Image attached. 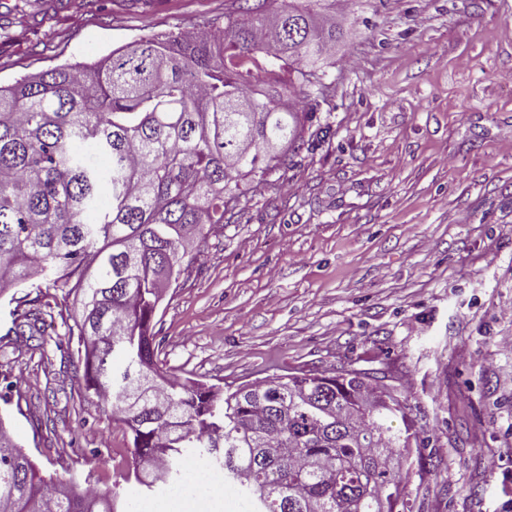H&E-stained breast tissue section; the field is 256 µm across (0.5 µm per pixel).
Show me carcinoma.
Wrapping results in <instances>:
<instances>
[{
  "label": "carcinoma",
  "instance_id": "1",
  "mask_svg": "<svg viewBox=\"0 0 512 512\" xmlns=\"http://www.w3.org/2000/svg\"><path fill=\"white\" fill-rule=\"evenodd\" d=\"M321 0H236L218 37H151L94 64L0 86V294L11 331L42 334L43 289L81 313L85 392L132 435L123 480L180 485L188 451L240 483L252 512H411L404 403L370 373L336 367L235 388L166 383L153 320L164 281L224 223L242 182L262 183L305 146L343 30ZM274 49L279 69L254 55ZM310 100L302 112L285 98ZM107 157L100 169L86 148ZM109 207H99L102 195ZM371 486L363 496L362 489ZM120 492L43 475L0 420V512H125Z\"/></svg>",
  "mask_w": 512,
  "mask_h": 512
}]
</instances>
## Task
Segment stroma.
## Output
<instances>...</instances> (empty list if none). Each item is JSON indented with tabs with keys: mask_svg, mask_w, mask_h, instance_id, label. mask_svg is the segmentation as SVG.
I'll use <instances>...</instances> for the list:
<instances>
[{
	"mask_svg": "<svg viewBox=\"0 0 512 512\" xmlns=\"http://www.w3.org/2000/svg\"><path fill=\"white\" fill-rule=\"evenodd\" d=\"M233 0H0V85L223 19ZM310 146L244 186L154 319L171 378L384 370L427 431L413 512H512V0H354ZM0 299V417L47 473L122 476L132 437L77 340Z\"/></svg>",
	"mask_w": 512,
	"mask_h": 512,
	"instance_id": "35a3bbf8",
	"label": "stroma"
}]
</instances>
